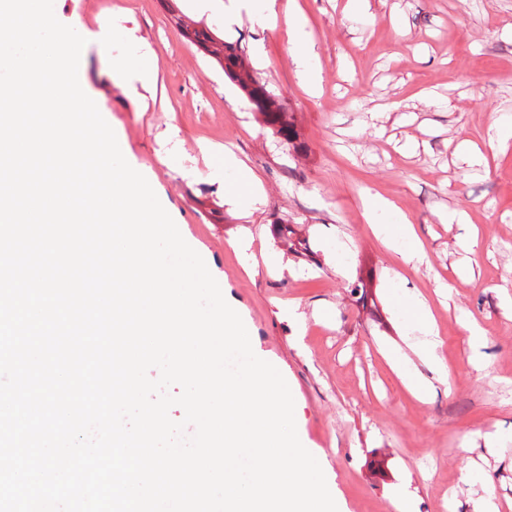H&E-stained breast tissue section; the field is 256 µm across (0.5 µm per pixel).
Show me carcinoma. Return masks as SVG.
Returning <instances> with one entry per match:
<instances>
[{
	"instance_id": "obj_1",
	"label": "carcinoma",
	"mask_w": 512,
	"mask_h": 512,
	"mask_svg": "<svg viewBox=\"0 0 512 512\" xmlns=\"http://www.w3.org/2000/svg\"><path fill=\"white\" fill-rule=\"evenodd\" d=\"M183 39L198 52L214 59L224 72V77L234 85L259 113L272 133L281 138L288 149L298 152L304 149L294 128L289 110L263 80L249 81L254 70L244 49L238 43L227 42L207 27L181 28Z\"/></svg>"
}]
</instances>
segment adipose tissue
<instances>
[{
	"instance_id": "1",
	"label": "adipose tissue",
	"mask_w": 512,
	"mask_h": 512,
	"mask_svg": "<svg viewBox=\"0 0 512 512\" xmlns=\"http://www.w3.org/2000/svg\"><path fill=\"white\" fill-rule=\"evenodd\" d=\"M210 9L220 12L225 27L240 24L249 20L251 25L263 30H273L285 26L288 39L292 45V60L302 77L303 85L308 93H316L321 86V72L314 62V48L305 32L303 17L291 7L281 5L279 0H202ZM364 216L371 224L375 235L381 236L384 242L402 256L404 263L412 269H420L427 265L428 255L410 221L398 217L396 223H379V215L396 214L395 204L380 195L370 194L363 199ZM410 305L419 315L421 327L430 338L428 345L422 350L420 357L435 378L444 379L445 372L437 354L438 341L433 340L435 321L431 311L423 300L411 298ZM405 387L419 400H429L435 390L434 380L422 378L417 373L405 371L401 374Z\"/></svg>"
}]
</instances>
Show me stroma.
<instances>
[{
  "mask_svg": "<svg viewBox=\"0 0 512 512\" xmlns=\"http://www.w3.org/2000/svg\"><path fill=\"white\" fill-rule=\"evenodd\" d=\"M293 0L315 46L321 89L305 91L284 28L242 22L177 0L183 21L240 43L292 110L308 148L288 151L220 67L186 44L159 0H54L57 19L88 34L79 82L126 142L185 241L247 325L255 354L285 378L298 436L336 494L338 512H512V0ZM112 38L90 36L99 15ZM150 61L149 81L117 76L118 57ZM477 146L463 159L462 141ZM257 177L250 217L228 199L225 149ZM396 201L430 264L406 266L372 232L362 201ZM464 210L468 228L448 218ZM293 225L295 254L273 233ZM471 231V247L460 239ZM250 238L246 251L234 250ZM364 283L374 310L355 302ZM434 316L447 373L431 401L392 368L414 370L425 340L404 305ZM484 332L473 348L458 319ZM481 364H474L473 355Z\"/></svg>",
  "mask_w": 512,
  "mask_h": 512,
  "instance_id": "obj_1",
  "label": "stroma"
}]
</instances>
